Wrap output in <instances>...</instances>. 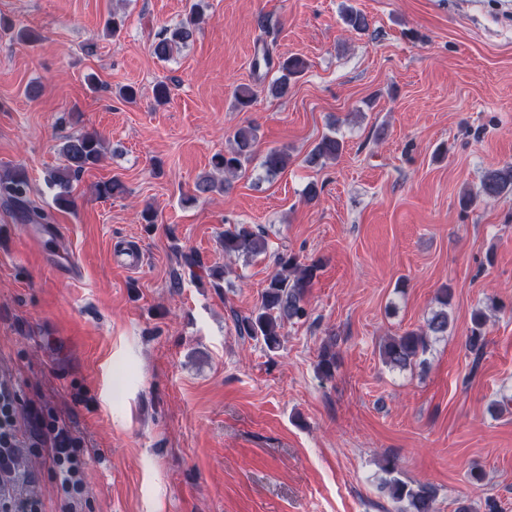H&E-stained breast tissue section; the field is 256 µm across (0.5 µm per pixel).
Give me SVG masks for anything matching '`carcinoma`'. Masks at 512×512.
<instances>
[{
    "label": "carcinoma",
    "mask_w": 512,
    "mask_h": 512,
    "mask_svg": "<svg viewBox=\"0 0 512 512\" xmlns=\"http://www.w3.org/2000/svg\"><path fill=\"white\" fill-rule=\"evenodd\" d=\"M201 15L196 8L177 25L164 29L153 42V54L162 60L168 59L181 46L193 37ZM343 23L351 30L362 33L368 29V19L364 13L352 7H345L342 12ZM269 71L277 68L279 76L268 84V93L275 98L288 95L291 80L302 75L307 69L304 59L287 57L277 63L268 47H263L260 54L252 61L254 71L260 68ZM235 106L239 110L249 109L255 95L247 86H239L233 93ZM258 143V130L253 126L241 127L233 135L230 148L224 153L212 157L213 175L201 178L196 184L194 202L218 188H225L229 179L247 171L255 147ZM344 140L334 134L323 136L308 155L306 162L312 166H324L336 160L344 151ZM104 146L100 137L91 133L68 136L61 147L64 164L49 173L48 181L59 188L55 202L59 205L70 204V185L87 169L97 164L103 154ZM288 149L274 147L267 150L263 167L267 174L276 175L283 172L290 164ZM512 189V164L490 169L481 179L480 192L488 198H495ZM28 180L21 170L8 172L0 176V203L4 207L24 215L29 224H49L52 214L45 210H33L27 200ZM224 255L257 256L267 250L264 232L250 224H232L224 230L221 239ZM278 270L271 275L261 293L260 303L248 316L235 318L238 335L247 336L262 343L267 350L276 351L282 345L283 329L286 324L306 316L305 296L311 288L320 266L317 262L302 263L294 255L282 252L276 260ZM452 291L440 289L438 302L441 308L432 312L425 326L419 330L406 331L390 337L382 346L380 356L383 363L391 368L406 370L417 364L428 350V338L444 336L452 324L448 311ZM485 314L478 310L473 313L471 327L467 336V346L475 355L482 354L485 347ZM317 372L325 377L333 376L336 369V353L331 345L323 347L316 366ZM381 470L386 477L379 484L381 493L399 504L398 512H435L436 492L427 484L411 485L399 477L397 461L386 457Z\"/></svg>",
    "instance_id": "1"
}]
</instances>
